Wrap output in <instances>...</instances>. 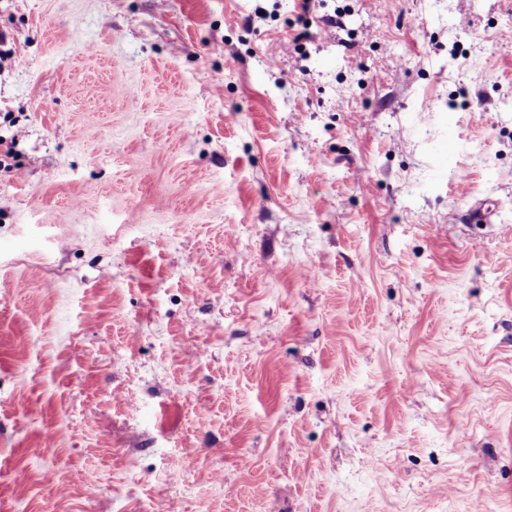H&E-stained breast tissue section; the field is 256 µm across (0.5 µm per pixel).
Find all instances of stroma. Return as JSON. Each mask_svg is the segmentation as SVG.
<instances>
[{"label":"stroma","instance_id":"35a3bbf8","mask_svg":"<svg viewBox=\"0 0 512 512\" xmlns=\"http://www.w3.org/2000/svg\"><path fill=\"white\" fill-rule=\"evenodd\" d=\"M508 28L0 0V512H512Z\"/></svg>","mask_w":512,"mask_h":512}]
</instances>
